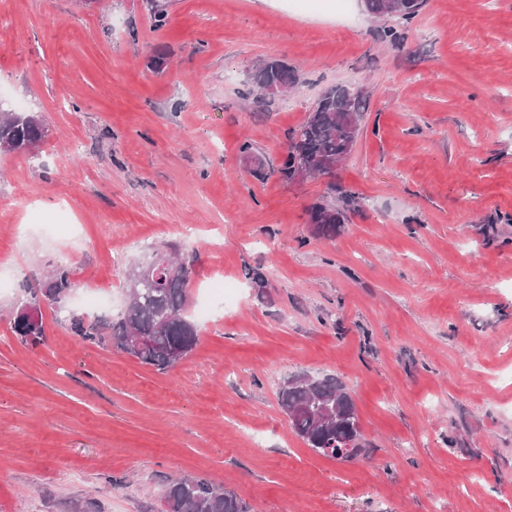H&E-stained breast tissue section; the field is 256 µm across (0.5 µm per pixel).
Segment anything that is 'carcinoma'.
Segmentation results:
<instances>
[{"label": "carcinoma", "mask_w": 512, "mask_h": 512, "mask_svg": "<svg viewBox=\"0 0 512 512\" xmlns=\"http://www.w3.org/2000/svg\"><path fill=\"white\" fill-rule=\"evenodd\" d=\"M365 9L378 19H394L402 25L411 23L424 6V0H364ZM251 88L244 99L265 103L283 95L297 83L295 70L288 64L265 59L253 69ZM367 94L353 92L350 85H335L316 100L307 118L286 136L285 154L277 172L283 181L292 183L306 177L330 176L336 165L348 157L356 143ZM48 129L37 115L28 112H0V151L30 154L47 137ZM308 223L316 235L330 238L345 223V209L325 199L307 211ZM185 274L165 276L156 282L140 284L135 272H128L127 303L117 322L108 325L118 347L131 335L149 339L138 354L140 363L165 371L183 359L196 346L195 325L183 315L188 301L189 274L192 261L185 257ZM72 288L70 270L64 266L52 269L48 290H30L27 301L49 306L67 299ZM72 330L83 341H102V326L88 325L71 319ZM12 332L24 343H37L44 333L43 322L30 323L15 319ZM324 403L339 407L337 416L322 422L316 408ZM310 406L311 411L290 421L291 428L314 451L332 458H350L358 451L359 418L346 385L330 376H314L307 382L292 377L279 391V406L286 413ZM163 512H243L237 498L194 477H183L169 483L163 491Z\"/></svg>", "instance_id": "carcinoma-1"}]
</instances>
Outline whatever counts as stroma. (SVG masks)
Here are the masks:
<instances>
[{
  "mask_svg": "<svg viewBox=\"0 0 512 512\" xmlns=\"http://www.w3.org/2000/svg\"><path fill=\"white\" fill-rule=\"evenodd\" d=\"M165 9L0 0V104L48 129L0 152V512H162L186 476L244 512H512V0H426L396 45L362 0ZM268 58L298 84L258 108ZM336 84L368 93L352 153L282 182L287 132ZM331 181L359 201L324 238L306 210ZM170 245L195 257L198 330L174 367L47 305L40 343L13 335L54 266L75 317L115 321L131 264ZM302 373L348 387L357 456L291 429L278 392Z\"/></svg>",
  "mask_w": 512,
  "mask_h": 512,
  "instance_id": "35a3bbf8",
  "label": "stroma"
}]
</instances>
